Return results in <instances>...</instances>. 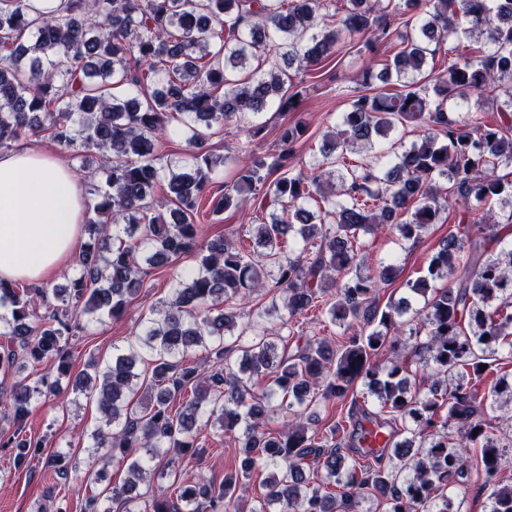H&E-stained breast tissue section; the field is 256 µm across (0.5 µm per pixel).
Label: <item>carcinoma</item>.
I'll return each mask as SVG.
<instances>
[{"mask_svg":"<svg viewBox=\"0 0 512 512\" xmlns=\"http://www.w3.org/2000/svg\"><path fill=\"white\" fill-rule=\"evenodd\" d=\"M460 32L482 46L435 73L428 59ZM395 39L383 70L366 63L356 80L400 89L349 96L345 112L327 117L306 170L288 165L307 131L299 120L282 127L275 152H256L267 108L293 112L302 98L281 64L311 69L339 43L371 51ZM150 82L161 88L149 90ZM486 90L496 92L494 126L469 112L471 94ZM245 116L236 152L206 147L212 129ZM174 118L189 130L191 150L165 161L156 145ZM408 123L420 128L416 139L379 148ZM40 134L76 158L101 152L105 186L66 284L0 281V304L11 308L0 316L10 342L0 350V379L11 381L0 385V417L15 425L0 448L20 462L36 457L43 440L22 433L30 406L60 396L56 383L66 378L100 413L84 479L102 489L86 498L85 512H363L367 496L385 512H453L448 490L473 467L491 488L490 512H512V486L496 482L512 438H493L480 394L512 365V0H64L35 18L25 0H0V149ZM222 167L235 179L212 212L248 194L261 210L249 250L236 229L201 241L195 214ZM162 184L164 210L155 199ZM446 185L483 215L448 233L423 275L407 282L409 295L379 305L397 267L369 270L361 233L388 224L417 241L438 223ZM494 204L491 221L485 206ZM184 255L195 266L176 275L136 342L71 374V340L91 322L127 314L143 266ZM463 257L462 275L437 287ZM269 286L271 306L239 323V306ZM312 311L352 334L335 347L301 340L291 323ZM411 322L424 389L402 354ZM384 350L391 356L375 359ZM195 351L208 367L186 364ZM44 363L55 374L36 370ZM359 385L375 409L357 399ZM336 400L350 403L347 415L318 433L317 406ZM274 415L280 428L270 432ZM367 420L386 434L387 464L359 461ZM208 428L234 434L239 459L218 485L173 468L187 454L203 460L199 437ZM68 458L58 449L48 459L64 482ZM111 462L126 468L119 486L106 471ZM259 468L270 472L266 493L246 509L240 491ZM156 476L172 480L175 495L145 499L138 488Z\"/></svg>","mask_w":512,"mask_h":512,"instance_id":"obj_1","label":"carcinoma"}]
</instances>
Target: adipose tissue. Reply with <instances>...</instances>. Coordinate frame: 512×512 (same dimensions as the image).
Here are the masks:
<instances>
[{"instance_id": "1", "label": "adipose tissue", "mask_w": 512, "mask_h": 512, "mask_svg": "<svg viewBox=\"0 0 512 512\" xmlns=\"http://www.w3.org/2000/svg\"><path fill=\"white\" fill-rule=\"evenodd\" d=\"M86 206L83 182L51 151L0 152V280L43 282L65 266Z\"/></svg>"}]
</instances>
